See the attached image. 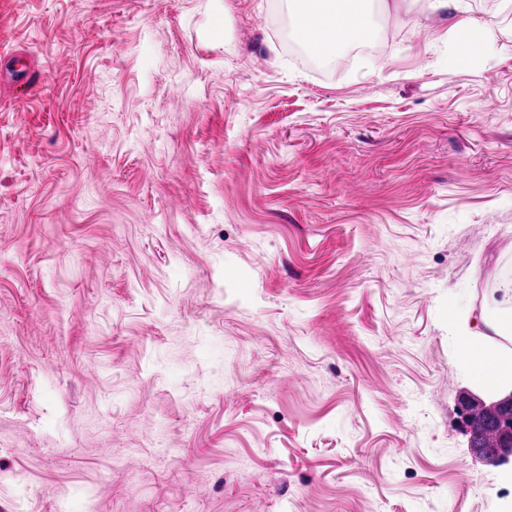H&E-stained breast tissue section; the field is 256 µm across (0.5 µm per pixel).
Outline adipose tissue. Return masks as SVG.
Listing matches in <instances>:
<instances>
[{
  "label": "adipose tissue",
  "mask_w": 512,
  "mask_h": 512,
  "mask_svg": "<svg viewBox=\"0 0 512 512\" xmlns=\"http://www.w3.org/2000/svg\"><path fill=\"white\" fill-rule=\"evenodd\" d=\"M376 3L387 11L397 0H291L295 33L310 44L319 58H335L351 41L374 38L372 6ZM448 319L459 326V357L474 382L492 392L511 389L512 363L502 362L492 347L472 339L456 308H449Z\"/></svg>",
  "instance_id": "ef3b65f1"
}]
</instances>
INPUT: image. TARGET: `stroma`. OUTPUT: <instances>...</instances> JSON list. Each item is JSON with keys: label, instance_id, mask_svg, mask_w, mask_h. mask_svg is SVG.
<instances>
[{"label": "stroma", "instance_id": "stroma-1", "mask_svg": "<svg viewBox=\"0 0 512 512\" xmlns=\"http://www.w3.org/2000/svg\"><path fill=\"white\" fill-rule=\"evenodd\" d=\"M274 4L0 0V512L512 506L448 324L512 283V0L328 69Z\"/></svg>", "mask_w": 512, "mask_h": 512}]
</instances>
